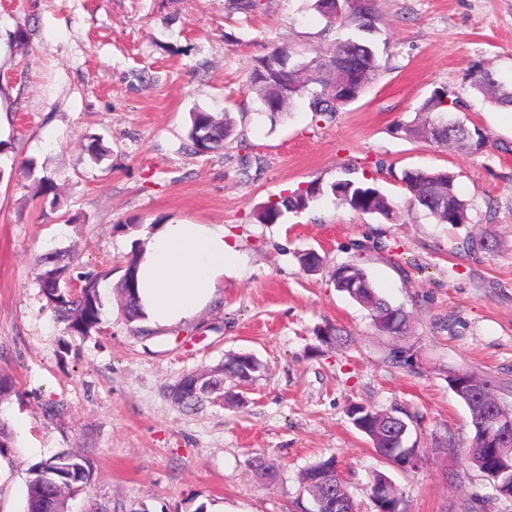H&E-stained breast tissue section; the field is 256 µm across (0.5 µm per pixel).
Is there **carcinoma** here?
Returning <instances> with one entry per match:
<instances>
[{"instance_id": "obj_1", "label": "carcinoma", "mask_w": 512, "mask_h": 512, "mask_svg": "<svg viewBox=\"0 0 512 512\" xmlns=\"http://www.w3.org/2000/svg\"><path fill=\"white\" fill-rule=\"evenodd\" d=\"M311 7L326 21V27L350 24L358 30L375 33L378 31L380 16L377 0H311ZM336 65V100L325 94L318 71L306 76L302 70L314 57L294 51L290 47H279L269 55L257 60L250 82L251 87L263 104L266 112H282L287 104L297 98L308 100L309 111L317 114H331L360 99L376 81L382 71V64L371 43L361 39H347L331 45L315 57ZM471 86L489 94L491 103L499 107L512 106V88L496 85L491 74L478 69L472 74ZM460 99L449 98L447 89L433 91L421 107L423 112H435L438 117L425 120L421 124H408L398 127L405 136L413 140H423L438 145L459 143L475 151L482 150L487 139L478 128H470L460 122L448 126L441 117L457 110ZM234 133V121L229 111L218 119L209 112L198 111L192 114L188 138L195 152H206L224 145V141ZM401 182L410 194V202L422 207L439 224L461 225L470 221V203L462 199L455 187V175L447 170L424 171L405 169ZM332 193L339 197L352 210L362 213L379 214L388 217L392 213V202L374 183L362 180L344 179L331 184ZM323 188L312 183L282 196L267 206L258 219L263 224H276L287 213L299 212L310 206ZM138 255H133L125 267L120 283V293L124 314L131 323L145 318L136 296L135 273ZM351 270V288L341 279H336V288L347 293L352 299L366 307L378 330L388 336L407 335L409 319L400 307L392 306L381 297L367 274L357 265L348 264ZM69 264L63 256L49 253L38 261L36 281L46 301V306L55 319L65 324L70 335L86 338L99 330L101 324V302L98 293V277L90 274L80 276L79 289L57 288L60 283L70 280ZM326 344L347 342V333L341 328L327 324L316 331ZM260 369L256 358L246 353L230 355L224 365L206 373L204 385H195L194 374L181 378L182 394L177 402L189 411L204 405L210 393L221 389L224 375L228 374L240 381L249 380ZM462 375L472 382V391L464 399L471 415L473 427L482 425L484 416L498 407L491 384L469 372ZM356 410L352 423L359 424L363 435L376 452L396 463L420 449L407 444L409 424L396 412H384L370 406H352ZM490 446L479 434H474L473 442L467 450L470 463L494 485L506 488L512 486V472L499 478L488 475V449L493 447L505 459H512V432L493 437ZM31 477L27 485V512H63L65 498L82 490L87 483L90 471L86 459L73 452H61L30 469ZM387 476L375 474L372 484V500L376 510L384 512H404L403 497L396 488L386 490L383 482ZM305 490L313 499L315 512H357L356 504L350 497L332 458L321 460L311 466L304 475Z\"/></svg>"}]
</instances>
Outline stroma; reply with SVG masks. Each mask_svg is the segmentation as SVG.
<instances>
[{
    "label": "stroma",
    "instance_id": "stroma-1",
    "mask_svg": "<svg viewBox=\"0 0 512 512\" xmlns=\"http://www.w3.org/2000/svg\"><path fill=\"white\" fill-rule=\"evenodd\" d=\"M228 0H0V512H26L30 469L63 451L86 456L91 480L65 512H313L302 484L335 457L360 512H376L375 473L407 512H512L464 451L474 429L448 375L489 380L512 406V109L471 87L472 68L512 85V0H379L374 36L384 70L365 95L327 120L304 102L269 113L252 90L256 59L357 36L326 28L306 0H261L251 17ZM488 137L483 152L411 140L437 88ZM231 113L240 140L196 154L193 112ZM108 150L94 161L88 145ZM448 170L471 204L470 223H435L411 205L404 169ZM50 177L58 201L35 198ZM369 179L390 217L341 204L328 188ZM319 183L311 206L263 224L259 211ZM220 224L241 260L220 298L169 326L127 322L116 285L157 225ZM486 249H470L472 238ZM321 268L304 272L298 253ZM58 251L72 275L99 276L102 323L67 335L35 282L41 254ZM355 264L410 318L406 336L375 327L339 292L334 273ZM348 341L327 346L325 323ZM409 351L392 363L394 348ZM233 353L261 371L242 404L213 394L187 411L168 395L189 372ZM59 403L66 411L48 417ZM362 403L414 418L415 468L380 456L350 423ZM25 428H18V421ZM453 439L454 451L443 450ZM263 457L266 483L251 467Z\"/></svg>",
    "mask_w": 512,
    "mask_h": 512
}]
</instances>
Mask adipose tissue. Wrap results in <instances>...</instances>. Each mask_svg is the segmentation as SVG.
<instances>
[{"instance_id": "obj_1", "label": "adipose tissue", "mask_w": 512, "mask_h": 512, "mask_svg": "<svg viewBox=\"0 0 512 512\" xmlns=\"http://www.w3.org/2000/svg\"><path fill=\"white\" fill-rule=\"evenodd\" d=\"M237 262L236 244L223 225H160L138 261V296L147 319L164 326L195 316L218 297L225 272Z\"/></svg>"}]
</instances>
